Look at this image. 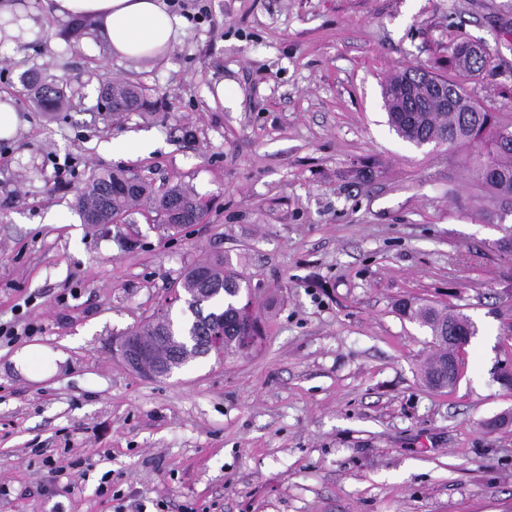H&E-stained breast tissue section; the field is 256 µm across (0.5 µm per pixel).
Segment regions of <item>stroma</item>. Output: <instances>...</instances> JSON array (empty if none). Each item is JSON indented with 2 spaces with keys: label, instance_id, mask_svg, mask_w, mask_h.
I'll use <instances>...</instances> for the list:
<instances>
[{
  "label": "stroma",
  "instance_id": "1",
  "mask_svg": "<svg viewBox=\"0 0 512 512\" xmlns=\"http://www.w3.org/2000/svg\"><path fill=\"white\" fill-rule=\"evenodd\" d=\"M21 6L49 36L0 59L21 118L0 139V324L38 331L0 344V512H113L106 485L123 512H512V261L495 247L512 201L461 149L400 139L382 99L390 72L454 77L451 48L477 42L487 66L461 84L512 126V0H179L172 49L134 62L83 50L96 18ZM30 68L62 78L69 111L28 98ZM108 77L145 106L106 118ZM138 132L157 148L130 150ZM118 167L193 185L202 220L83 223L86 177ZM217 255L248 283L260 348L169 377L129 369L113 340ZM403 298L475 323L453 386L425 381L436 348ZM32 342L66 353L56 374L15 371ZM39 448L90 468L51 479Z\"/></svg>",
  "mask_w": 512,
  "mask_h": 512
}]
</instances>
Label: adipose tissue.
Returning <instances> with one entry per match:
<instances>
[{"mask_svg": "<svg viewBox=\"0 0 512 512\" xmlns=\"http://www.w3.org/2000/svg\"><path fill=\"white\" fill-rule=\"evenodd\" d=\"M51 9L63 19L98 18L112 55L128 61L164 55L181 25L165 0H51Z\"/></svg>", "mask_w": 512, "mask_h": 512, "instance_id": "adipose-tissue-1", "label": "adipose tissue"}]
</instances>
